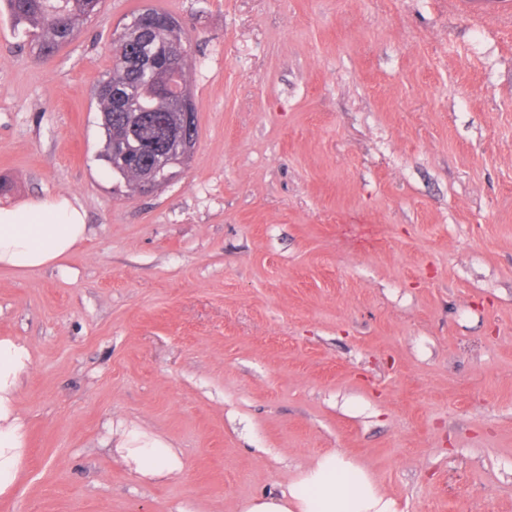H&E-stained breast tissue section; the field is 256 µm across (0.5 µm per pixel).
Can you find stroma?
I'll return each mask as SVG.
<instances>
[{
  "instance_id": "1",
  "label": "stroma",
  "mask_w": 512,
  "mask_h": 512,
  "mask_svg": "<svg viewBox=\"0 0 512 512\" xmlns=\"http://www.w3.org/2000/svg\"><path fill=\"white\" fill-rule=\"evenodd\" d=\"M189 34L199 136L166 186L113 179V31ZM88 236L0 272L28 348L0 512H240L322 454L396 512H512V17L456 0H103L46 61L0 12V204ZM137 428L181 473L138 475Z\"/></svg>"
}]
</instances>
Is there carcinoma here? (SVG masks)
<instances>
[{
    "instance_id": "1",
    "label": "carcinoma",
    "mask_w": 512,
    "mask_h": 512,
    "mask_svg": "<svg viewBox=\"0 0 512 512\" xmlns=\"http://www.w3.org/2000/svg\"><path fill=\"white\" fill-rule=\"evenodd\" d=\"M0 4L10 16L14 29L35 42L37 57L47 60L77 37L80 23L99 9L101 0H0ZM141 39L151 41L155 47L168 48L169 36L162 23L148 28ZM165 82L164 71L157 73L151 83L143 81L138 62L130 58L113 64L107 79L95 93L105 136L100 160L113 177L134 189L145 176L148 164L113 163L112 141L124 138L127 128L133 124L139 146L146 148L165 135L167 116L161 112L151 119L140 120L137 113L123 110L114 92L133 96L140 109L145 110L155 105L156 97L165 90Z\"/></svg>"
}]
</instances>
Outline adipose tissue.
Returning a JSON list of instances; mask_svg holds the SVG:
<instances>
[{
  "instance_id": "obj_1",
  "label": "adipose tissue",
  "mask_w": 512,
  "mask_h": 512,
  "mask_svg": "<svg viewBox=\"0 0 512 512\" xmlns=\"http://www.w3.org/2000/svg\"><path fill=\"white\" fill-rule=\"evenodd\" d=\"M87 236L83 208L66 196L29 199L0 206V270L25 273L58 264ZM30 360L26 346L0 339V495L13 487L26 431L16 406L21 374ZM138 474L160 477L180 473L183 462L165 442L137 430L117 447ZM242 512H396L379 496L359 464L328 452L321 455L279 496L248 499Z\"/></svg>"
}]
</instances>
